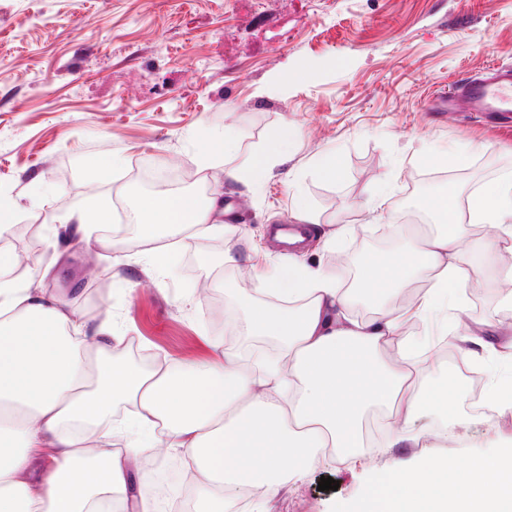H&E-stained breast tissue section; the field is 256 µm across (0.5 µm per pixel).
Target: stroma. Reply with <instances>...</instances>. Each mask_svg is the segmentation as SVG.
I'll return each instance as SVG.
<instances>
[{
    "instance_id": "35a3bbf8",
    "label": "stroma",
    "mask_w": 512,
    "mask_h": 512,
    "mask_svg": "<svg viewBox=\"0 0 512 512\" xmlns=\"http://www.w3.org/2000/svg\"><path fill=\"white\" fill-rule=\"evenodd\" d=\"M493 63L512 65V0H0V188L14 212L0 245L32 259L24 284L65 296L89 330L111 317L114 356L141 369L210 360L215 336L241 358L262 349L276 361L277 340L247 335L241 320L243 298L265 300L261 284L238 279L287 264L269 227L307 206L317 233L305 263L345 290L366 261L400 260L411 240L389 226L435 192L420 177L427 162L466 156L447 166L463 199L512 174V118L435 109L461 78ZM227 132L243 156L279 136L286 159L257 181L233 177L220 148ZM92 155L115 160L109 179L87 175ZM325 161L334 179L320 174ZM140 164L179 169L175 190L218 194L236 207L237 264L220 266L219 237L187 231L131 249L136 220L73 221L94 197L134 211L150 192L133 176ZM382 181L392 191L375 211ZM461 237L469 276L431 318L441 334L463 337V365L435 347L418 351L403 331L426 379L396 446L370 436L350 456L327 454L244 512H367L380 478L436 460L443 467L424 486L383 510L434 512L456 466L512 448V407L491 409L483 424L469 413L490 382L512 381V357L478 343L490 333L500 347L512 342L501 328L512 304L497 288L512 247L486 250L469 223ZM152 248L168 252L167 266L151 262ZM117 448L130 461L129 495L153 496V483L166 482L158 512L195 497L183 454ZM324 476L338 490H319Z\"/></svg>"
}]
</instances>
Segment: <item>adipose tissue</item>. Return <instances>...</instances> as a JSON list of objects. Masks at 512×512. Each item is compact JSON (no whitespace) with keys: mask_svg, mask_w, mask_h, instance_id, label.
Returning <instances> with one entry per match:
<instances>
[{"mask_svg":"<svg viewBox=\"0 0 512 512\" xmlns=\"http://www.w3.org/2000/svg\"><path fill=\"white\" fill-rule=\"evenodd\" d=\"M471 221L495 226L488 248L512 242V178L469 198ZM138 222L161 235L193 230L232 241L218 199L191 193L147 195ZM458 236H420L406 260L365 274L360 294L380 297L401 287L406 269L426 272L424 315L449 283L459 281ZM16 256L0 249V512H103L126 499V463L111 438L166 429L164 445L182 449L202 475L199 512H224L234 497L263 500L304 476L325 451L363 445L366 412L382 406L397 437L422 404L423 367L410 362L400 338L409 309L382 306L376 320L348 317L350 292L321 270L289 265L264 276L280 308L251 303L246 326L279 340L283 366L261 382L235 351L212 341L215 360L149 372L109 359L112 332L88 333L67 300L20 286ZM137 416L112 425L116 406ZM55 449L51 475L40 451ZM449 485L435 512H512V453L469 466Z\"/></svg>","mask_w":512,"mask_h":512,"instance_id":"ef3b65f1","label":"adipose tissue"}]
</instances>
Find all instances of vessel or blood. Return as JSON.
<instances>
[{
	"mask_svg": "<svg viewBox=\"0 0 512 512\" xmlns=\"http://www.w3.org/2000/svg\"><path fill=\"white\" fill-rule=\"evenodd\" d=\"M451 111L512 114V65H492L455 88Z\"/></svg>",
	"mask_w": 512,
	"mask_h": 512,
	"instance_id": "b4317fda",
	"label": "vessel or blood"
}]
</instances>
